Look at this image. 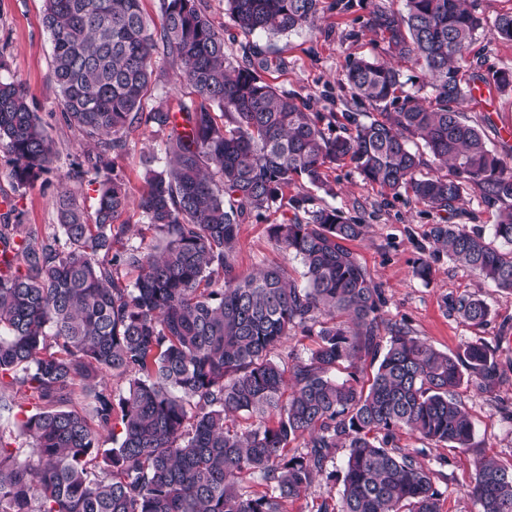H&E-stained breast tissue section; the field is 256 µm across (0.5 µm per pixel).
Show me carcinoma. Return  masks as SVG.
<instances>
[{
  "mask_svg": "<svg viewBox=\"0 0 512 512\" xmlns=\"http://www.w3.org/2000/svg\"><path fill=\"white\" fill-rule=\"evenodd\" d=\"M362 2L226 7L243 33L274 36L312 30L324 11L345 16ZM162 18L150 30L141 0H45L62 119L95 142L70 177L92 174L99 187L91 216L76 195L60 193V237L33 225L0 233L15 248L0 274V409L13 410L19 393L35 401L17 419L27 444L13 446L0 430V512H287L328 474L338 448L347 449L339 505L325 499L317 512H441L433 473L419 461L425 449L400 447L397 432L473 449L456 390L468 377L492 394L507 375L480 340L449 354L387 324L381 288L346 246L364 235L365 220L317 205L302 182L320 187L348 163L454 216L477 187L499 207L492 234L436 224L431 237L512 294V171L463 112L482 86L490 96L512 91L511 68L485 76L467 59L486 32L512 43V13L490 24L474 0H405L403 13L374 6L363 27L385 33L387 51L419 74L350 61L340 133L334 115L304 112L297 94L266 81L261 49L230 59L226 31L201 0H162ZM159 53L179 63L178 80L198 103L143 111ZM142 128L164 136L166 156L137 201L159 236L147 252L127 244L130 225L116 223L130 197L114 157ZM415 139L429 159L410 149ZM0 152L20 186L54 155L16 81L0 80ZM272 209L282 221L268 225L269 236L300 260L302 287L281 264L236 272L240 226ZM451 308L473 326L490 315L475 295ZM293 332L314 348L272 358ZM364 355L374 365L366 387L357 378ZM336 370L347 377L330 376ZM109 374L128 380L117 398L101 382ZM80 393L92 398V423L72 408ZM103 432L112 447H102ZM245 475L265 491L249 490ZM468 495L479 512H512V463L478 460Z\"/></svg>",
  "mask_w": 512,
  "mask_h": 512,
  "instance_id": "1",
  "label": "carcinoma"
}]
</instances>
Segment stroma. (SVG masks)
Wrapping results in <instances>:
<instances>
[{
  "mask_svg": "<svg viewBox=\"0 0 512 512\" xmlns=\"http://www.w3.org/2000/svg\"><path fill=\"white\" fill-rule=\"evenodd\" d=\"M44 8V0H0V79L22 84L27 102L40 116L54 149L49 171L24 187L16 185L9 159L0 153V202L6 204L0 209V225L34 224L42 233L52 235L60 231L55 199L61 189H70L90 211L96 206L97 194L94 186L70 176L82 161L89 140L61 119L60 94L52 76V43L42 22ZM249 44L271 60L269 80L295 92L308 111L338 113L348 95L343 84L347 63L362 56H383L386 37L381 31L361 27L352 16L328 12L315 31L275 37L262 32L239 33L227 40L225 51L236 58ZM155 71L161 85L148 93L145 111L190 101L188 88L175 81V62L156 56ZM465 113L484 129L489 147L512 168V135L504 132L505 127H512V94L484 98L469 105ZM149 156L155 157L156 167H163V137L146 130L133 134L126 151L115 159V168L124 175L131 198H139L147 188L145 159ZM328 182L329 191L315 193L318 203L366 218L367 235L351 241L349 247L382 288L384 319L406 324L411 336L447 353L482 340L503 367L512 366V295L498 292L446 253L436 251L430 230L441 223V216L426 212L407 196L392 197L348 166L330 173ZM278 219L273 212L266 222L241 225L235 251L239 271L250 273L284 262L294 278H301L300 261L285 257L267 234L268 224ZM422 259L432 270L427 281L414 274L416 263ZM471 293L480 295L491 312L488 322L479 328L462 321L450 308L452 299ZM458 397L473 424L475 451L425 448L423 462L437 472L442 512H477L467 491L475 481L478 458L512 460V380L493 397L468 381L461 385ZM345 454V449H337L329 464L334 478L315 481L308 493L288 502L287 512H315L325 497L338 496L341 481L337 474Z\"/></svg>",
  "mask_w": 512,
  "mask_h": 512,
  "instance_id": "obj_1",
  "label": "stroma"
}]
</instances>
